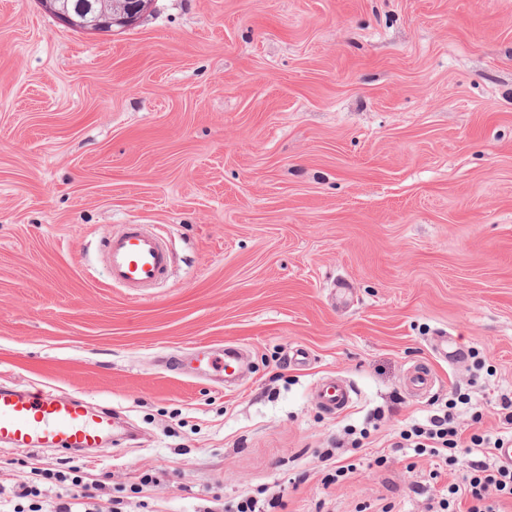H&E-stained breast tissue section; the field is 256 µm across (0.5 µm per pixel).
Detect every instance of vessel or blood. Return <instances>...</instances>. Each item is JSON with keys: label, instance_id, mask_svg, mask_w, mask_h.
I'll return each instance as SVG.
<instances>
[{"label": "vessel or blood", "instance_id": "b4317fda", "mask_svg": "<svg viewBox=\"0 0 512 512\" xmlns=\"http://www.w3.org/2000/svg\"><path fill=\"white\" fill-rule=\"evenodd\" d=\"M104 258L112 281L136 295L164 279L171 264L163 238L143 224H127L113 231L104 242ZM435 384L427 366L408 369V392L424 394ZM354 394L346 378L333 375L324 376L313 387L316 404L330 413L339 414L351 408ZM111 428L108 414L89 412L79 400L44 391H0V441L28 449L57 445L70 451L98 447Z\"/></svg>", "mask_w": 512, "mask_h": 512}]
</instances>
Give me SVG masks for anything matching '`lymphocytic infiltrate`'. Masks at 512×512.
Instances as JSON below:
<instances>
[{"label":"lymphocytic infiltrate","instance_id":"obj_1","mask_svg":"<svg viewBox=\"0 0 512 512\" xmlns=\"http://www.w3.org/2000/svg\"><path fill=\"white\" fill-rule=\"evenodd\" d=\"M456 407V401L445 402L424 423L402 430L397 445L412 449L416 455L436 458L447 466L456 464L460 455L469 457L460 482L429 493L426 512H454L463 502L468 505L466 512H501V499L512 498V466L493 463L490 457L496 448L502 447L505 438H512V399L501 402L503 413L497 430L469 435L457 423ZM43 476L61 484L71 483L73 492L69 500L46 507L38 500L37 487L19 484L15 495L30 500V512H78L83 497L80 476L49 469L44 470Z\"/></svg>","mask_w":512,"mask_h":512}]
</instances>
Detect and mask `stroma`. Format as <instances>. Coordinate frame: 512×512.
I'll list each match as a JSON object with an SVG mask.
<instances>
[{
  "label": "stroma",
  "instance_id": "obj_1",
  "mask_svg": "<svg viewBox=\"0 0 512 512\" xmlns=\"http://www.w3.org/2000/svg\"><path fill=\"white\" fill-rule=\"evenodd\" d=\"M124 224L172 256L141 298L101 259ZM442 335L482 370L440 361ZM228 346L233 387L198 362ZM415 363L439 379L418 398ZM330 374L359 392L340 415L312 398ZM0 387L124 425L81 454L0 444V512L66 463L99 481L92 510L266 488L283 512H424L435 459L367 458L454 389L470 433L512 398V0H153L101 34L0 0ZM365 427L324 486L320 450Z\"/></svg>",
  "mask_w": 512,
  "mask_h": 512
}]
</instances>
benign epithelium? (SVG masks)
<instances>
[{"mask_svg": "<svg viewBox=\"0 0 512 512\" xmlns=\"http://www.w3.org/2000/svg\"><path fill=\"white\" fill-rule=\"evenodd\" d=\"M50 10L68 26L84 31H110L112 27H128L146 12L151 0H76L57 6L56 0H45Z\"/></svg>", "mask_w": 512, "mask_h": 512, "instance_id": "benign-epithelium-1", "label": "benign epithelium"}]
</instances>
